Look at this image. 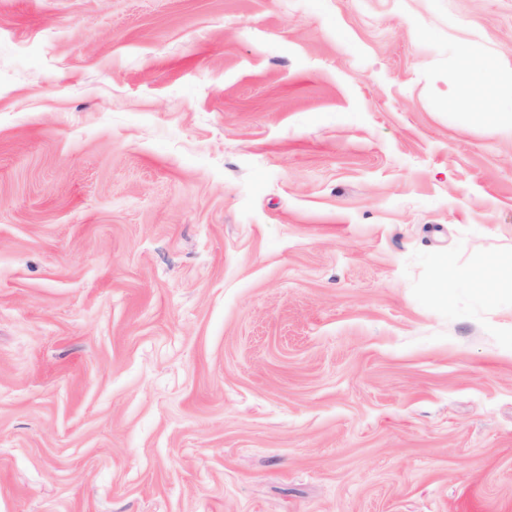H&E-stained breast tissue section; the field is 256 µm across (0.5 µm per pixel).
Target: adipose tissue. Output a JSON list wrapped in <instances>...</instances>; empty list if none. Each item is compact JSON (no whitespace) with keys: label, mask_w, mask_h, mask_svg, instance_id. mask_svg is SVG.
<instances>
[{"label":"adipose tissue","mask_w":512,"mask_h":512,"mask_svg":"<svg viewBox=\"0 0 512 512\" xmlns=\"http://www.w3.org/2000/svg\"><path fill=\"white\" fill-rule=\"evenodd\" d=\"M448 98L455 108L476 107V115L485 125L512 137V68L466 52L448 76ZM464 280L482 299L512 297V274H503L499 259L472 266Z\"/></svg>","instance_id":"obj_1"}]
</instances>
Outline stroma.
<instances>
[{"instance_id": "35a3bbf8", "label": "stroma", "mask_w": 512, "mask_h": 512, "mask_svg": "<svg viewBox=\"0 0 512 512\" xmlns=\"http://www.w3.org/2000/svg\"><path fill=\"white\" fill-rule=\"evenodd\" d=\"M512 0H0V512H512ZM448 98L456 109L479 104L477 117L512 137V68L486 61L473 51L466 52L448 75ZM464 280L470 289L483 300H495L499 297L512 298V273H502V262L493 258L481 264L473 265Z\"/></svg>"}]
</instances>
